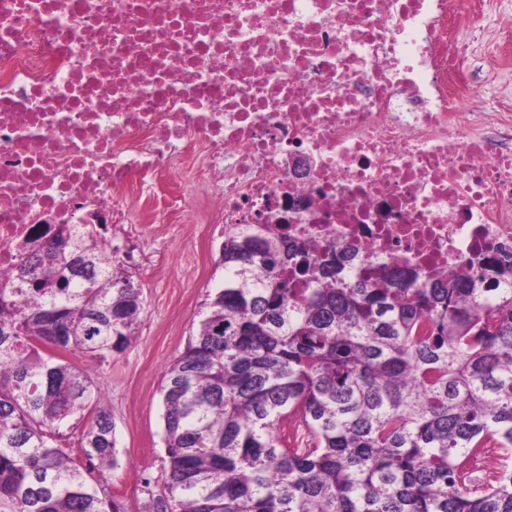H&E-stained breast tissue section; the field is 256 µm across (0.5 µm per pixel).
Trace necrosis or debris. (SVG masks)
I'll return each instance as SVG.
<instances>
[{
	"label": "necrosis or debris",
	"mask_w": 512,
	"mask_h": 512,
	"mask_svg": "<svg viewBox=\"0 0 512 512\" xmlns=\"http://www.w3.org/2000/svg\"><path fill=\"white\" fill-rule=\"evenodd\" d=\"M486 0H0V284L38 229L277 224L362 272L512 265V110L474 109Z\"/></svg>",
	"instance_id": "necrosis-or-debris-1"
}]
</instances>
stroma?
I'll use <instances>...</instances> for the list:
<instances>
[{"label":"stroma","mask_w":512,"mask_h":512,"mask_svg":"<svg viewBox=\"0 0 512 512\" xmlns=\"http://www.w3.org/2000/svg\"><path fill=\"white\" fill-rule=\"evenodd\" d=\"M204 209V202H197L193 217L143 224L135 235L126 227H111L113 252L133 245L143 256L131 273L144 311L123 351L102 362L79 354L70 358L89 373L111 412L115 465L100 483L124 503L126 512H148L151 492L163 485L162 377L195 331L207 293L223 279L217 262L224 238L212 225L200 223Z\"/></svg>","instance_id":"stroma-1"}]
</instances>
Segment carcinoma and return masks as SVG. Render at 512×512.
<instances>
[{
    "mask_svg": "<svg viewBox=\"0 0 512 512\" xmlns=\"http://www.w3.org/2000/svg\"><path fill=\"white\" fill-rule=\"evenodd\" d=\"M68 228L0 288V512H125L89 481L114 465L111 415L58 353L124 349L143 302L95 225ZM218 265L165 370L150 512H512V468L480 488L468 469L479 448L512 452L511 267L486 258L481 288L396 265L365 276L268 224L225 232ZM89 406L82 462L60 428Z\"/></svg>",
    "mask_w": 512,
    "mask_h": 512,
    "instance_id": "carcinoma-1",
    "label": "carcinoma"
}]
</instances>
